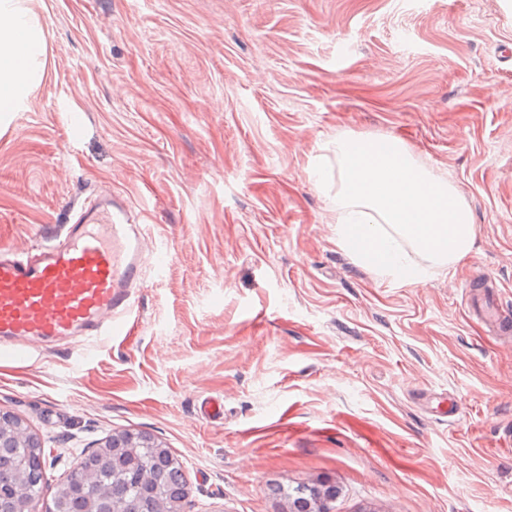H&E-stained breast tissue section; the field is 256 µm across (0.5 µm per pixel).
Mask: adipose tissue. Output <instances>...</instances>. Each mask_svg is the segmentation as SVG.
Returning <instances> with one entry per match:
<instances>
[{"mask_svg": "<svg viewBox=\"0 0 512 512\" xmlns=\"http://www.w3.org/2000/svg\"><path fill=\"white\" fill-rule=\"evenodd\" d=\"M47 43L25 0H0V114L25 110L44 75Z\"/></svg>", "mask_w": 512, "mask_h": 512, "instance_id": "obj_1", "label": "adipose tissue"}]
</instances>
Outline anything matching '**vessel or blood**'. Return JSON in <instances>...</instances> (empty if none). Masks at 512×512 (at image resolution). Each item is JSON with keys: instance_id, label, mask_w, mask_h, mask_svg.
Returning <instances> with one entry per match:
<instances>
[{"instance_id": "1", "label": "vessel or blood", "mask_w": 512, "mask_h": 512, "mask_svg": "<svg viewBox=\"0 0 512 512\" xmlns=\"http://www.w3.org/2000/svg\"><path fill=\"white\" fill-rule=\"evenodd\" d=\"M148 238L128 203L106 190L74 210L62 241L36 255L24 246L0 255V358L25 359L43 341L131 335Z\"/></svg>"}]
</instances>
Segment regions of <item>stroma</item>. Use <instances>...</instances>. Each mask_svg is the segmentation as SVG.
Masks as SVG:
<instances>
[{
  "instance_id": "35a3bbf8",
  "label": "stroma",
  "mask_w": 512,
  "mask_h": 512,
  "mask_svg": "<svg viewBox=\"0 0 512 512\" xmlns=\"http://www.w3.org/2000/svg\"><path fill=\"white\" fill-rule=\"evenodd\" d=\"M46 75L0 129V252L104 187L149 224L130 336L0 359V410L55 487L122 431L170 448L190 512H512V0H29ZM83 115L72 129L71 113ZM341 135L396 136L471 209L418 283L336 242Z\"/></svg>"
}]
</instances>
